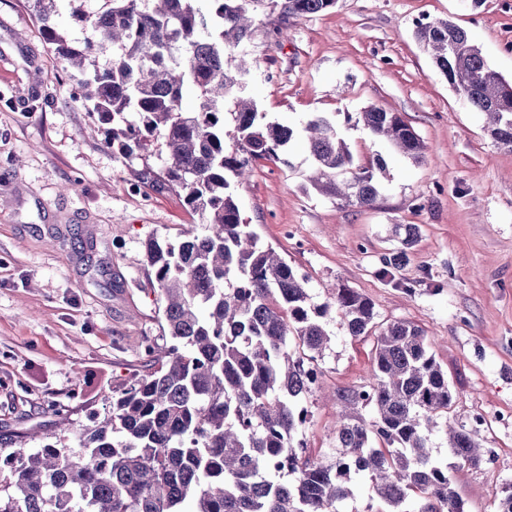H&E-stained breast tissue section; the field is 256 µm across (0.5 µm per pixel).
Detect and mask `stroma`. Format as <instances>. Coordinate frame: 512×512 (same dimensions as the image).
Instances as JSON below:
<instances>
[{"label": "stroma", "mask_w": 512, "mask_h": 512, "mask_svg": "<svg viewBox=\"0 0 512 512\" xmlns=\"http://www.w3.org/2000/svg\"><path fill=\"white\" fill-rule=\"evenodd\" d=\"M425 17L465 29L512 82V0H336L294 20L282 42L256 32L246 94L259 111L294 128L327 116L356 164L384 158L385 190L370 207L320 194L299 143L289 165L257 167L238 202L261 241L309 276L315 302L346 287L377 322L424 330L454 394L449 420L483 421L485 459L451 470L452 486L465 512H496L512 481V152L416 41ZM369 106L414 128L427 146L421 162L356 126ZM107 129L41 37L29 0H0V448L33 429L78 447L161 334L144 241L202 230L182 196L140 183L160 157L122 155ZM402 250L406 266L384 274L382 257ZM327 330L307 398L314 461L336 453L329 395L369 385L374 345L350 336L334 310Z\"/></svg>", "instance_id": "35a3bbf8"}]
</instances>
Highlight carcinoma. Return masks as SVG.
<instances>
[{
  "mask_svg": "<svg viewBox=\"0 0 512 512\" xmlns=\"http://www.w3.org/2000/svg\"><path fill=\"white\" fill-rule=\"evenodd\" d=\"M53 2L35 0L39 29L81 74L82 99L116 124L112 145L149 157L162 143L163 167L142 172L141 184L182 194L203 231L146 241L169 344L144 348L146 370L112 397L79 447L35 431L18 437L0 466L8 471L0 512H337L359 490L354 475L388 512H464L449 469L480 464L473 435L481 419L450 429L451 461L433 453L430 434L453 393L424 330L378 324L371 303L349 288L312 302L308 278L260 241L238 206L236 188L254 167L288 163L282 155L299 139L321 194L359 207L381 195L385 160L355 165L329 118L315 113L296 131L265 121L244 96V46L258 28L279 41L291 19L336 0H102L95 13L74 11L87 30L81 47L51 23ZM254 3L277 20L253 15ZM414 34L448 84L487 116L493 142L512 151V83L452 21L424 18ZM109 50L112 62L96 67ZM189 90L198 100L191 111ZM359 121L396 153L423 157V141L397 113L371 106ZM332 307L350 335L376 337L373 383L339 394L337 455L314 462L303 452L304 401L330 342L324 318ZM359 408L373 417L356 415Z\"/></svg>",
  "mask_w": 512,
  "mask_h": 512,
  "instance_id": "carcinoma-1",
  "label": "carcinoma"
}]
</instances>
